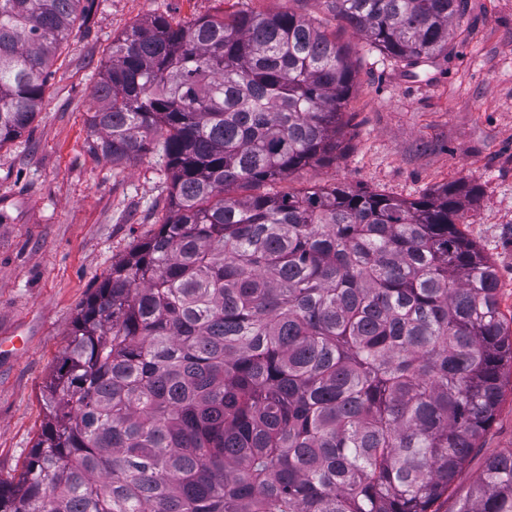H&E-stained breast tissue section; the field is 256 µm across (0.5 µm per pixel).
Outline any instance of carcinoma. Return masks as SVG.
I'll use <instances>...</instances> for the list:
<instances>
[{"label": "carcinoma", "mask_w": 512, "mask_h": 512, "mask_svg": "<svg viewBox=\"0 0 512 512\" xmlns=\"http://www.w3.org/2000/svg\"><path fill=\"white\" fill-rule=\"evenodd\" d=\"M81 2L0 0V146ZM326 4L412 66L448 50L462 0ZM355 77L290 10L112 40L89 149L130 163L160 138L169 208L77 317L0 512H434L512 366L496 268L457 224L478 187L236 194L335 157ZM457 512H512V450Z\"/></svg>", "instance_id": "cac0c4a2"}]
</instances>
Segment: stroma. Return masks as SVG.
<instances>
[{
  "label": "stroma",
  "mask_w": 512,
  "mask_h": 512,
  "mask_svg": "<svg viewBox=\"0 0 512 512\" xmlns=\"http://www.w3.org/2000/svg\"><path fill=\"white\" fill-rule=\"evenodd\" d=\"M290 10L349 51L356 83L335 159L263 185L285 194L349 186L414 200L462 182L480 196L462 231L494 263L512 314V0H463L448 53L408 66L368 45L324 0H95L50 69L30 127L0 146V484L25 469L45 422L43 387L102 280L152 235L171 176L158 151L114 165L88 148L94 85L115 37L164 14L177 22ZM494 421L437 512H456L489 457L512 450V373Z\"/></svg>",
  "instance_id": "obj_1"
}]
</instances>
